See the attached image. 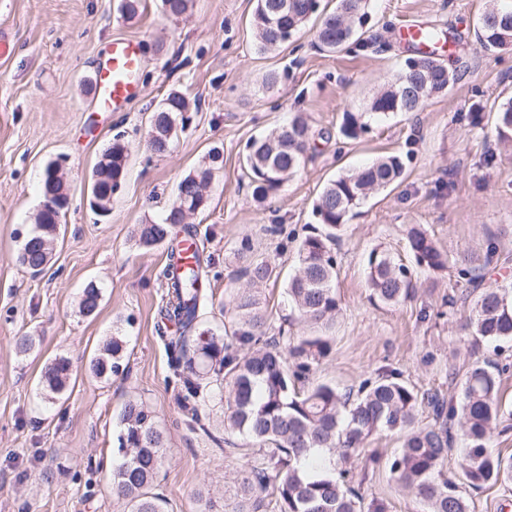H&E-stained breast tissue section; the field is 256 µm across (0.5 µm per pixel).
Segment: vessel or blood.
<instances>
[{"label": "vessel or blood", "mask_w": 512, "mask_h": 512, "mask_svg": "<svg viewBox=\"0 0 512 512\" xmlns=\"http://www.w3.org/2000/svg\"><path fill=\"white\" fill-rule=\"evenodd\" d=\"M142 49L138 40L116 38L110 42L104 64L96 68L94 106L117 112L139 99Z\"/></svg>", "instance_id": "obj_1"}]
</instances>
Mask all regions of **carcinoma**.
Returning <instances> with one entry per match:
<instances>
[{
	"label": "carcinoma",
	"mask_w": 512,
	"mask_h": 512,
	"mask_svg": "<svg viewBox=\"0 0 512 512\" xmlns=\"http://www.w3.org/2000/svg\"><path fill=\"white\" fill-rule=\"evenodd\" d=\"M318 0H257L254 34L263 51L280 47L318 15L315 38L319 46L335 53L367 33V0H336L330 12L317 13ZM512 30V0H493L480 17L476 37L490 52L506 48L498 35ZM456 73L425 54L406 60L397 74L363 112H345L338 128L343 140H358L370 121L399 113L422 111L436 96L448 92ZM189 100L171 91L151 115L150 147L166 152L176 135L178 116L189 110ZM499 141L512 143V95L500 93L489 109ZM311 139L310 127L300 115L288 125L253 140L245 156V168L256 202H264L305 162ZM221 154L214 149L208 161L187 174L177 186L175 200L159 223L141 224L138 242L151 248L171 239V230L196 237L188 216L204 209L213 170ZM127 147L116 140L102 153L95 168L93 192L103 207L125 175ZM404 172L400 156L387 155L372 165L348 172L329 182L314 206L321 228L299 242L298 268L286 285L289 304L309 332L283 347L285 328L268 335V317L261 308L258 285L269 280L274 267L269 259L252 256L249 240L241 242L239 257L247 262L248 285L233 292L225 303L232 318L224 336L202 328L201 310L206 297L199 253L193 262L169 275L165 316L179 330L165 336L170 366L182 383L179 402L191 420L198 421V406L214 394L224 403V431L242 436L257 449L248 462L246 476L236 489L227 512H263L264 500L274 494L279 512H385L382 501L364 505L360 489L351 484V458L359 456L368 440L381 431L400 435L402 445L389 462L391 477L423 505V512H471L468 497L455 481L445 477L448 451L461 442L464 485L476 491L512 478V458L494 453L488 446L493 429L505 412L500 398L501 373L495 362L470 364L464 371L458 400L448 402L436 394L419 393L396 372H383L365 380L357 393H342L329 384L307 387L313 366L332 352L333 335L341 314L336 296L337 262L334 246L339 231L371 193L384 190ZM68 199L66 184L49 163L42 176V195ZM63 211H39L35 227L23 240L19 262L37 273L47 264L58 237ZM407 246L417 267L428 273L448 270V254L441 251L419 224L406 230ZM498 235L489 233L482 254L464 257L458 277L475 285L462 328L474 340L490 343L512 341V290L485 282L484 271L499 261ZM366 284L370 296L395 306L413 290L411 270L382 248L372 249L366 260ZM100 289L88 284L80 306L93 314ZM124 341L119 336L107 343L105 353L91 363L102 378L119 374ZM50 392L59 395L69 385L70 361L54 360L45 371ZM432 409L434 423L420 426L416 414L421 405ZM118 437L121 463L112 472L115 494L125 500L127 512H166L165 502L150 492L164 462V440L153 412L138 401L127 402L120 414Z\"/></svg>",
	"instance_id": "cac0c4a2"
}]
</instances>
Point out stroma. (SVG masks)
Masks as SVG:
<instances>
[{
    "instance_id": "35a3bbf8",
    "label": "stroma",
    "mask_w": 512,
    "mask_h": 512,
    "mask_svg": "<svg viewBox=\"0 0 512 512\" xmlns=\"http://www.w3.org/2000/svg\"><path fill=\"white\" fill-rule=\"evenodd\" d=\"M121 0H0V32L11 51L0 56V512H125L112 494V467L120 461L119 414L127 400L147 405L165 437L166 461L151 487L167 512H224L235 472L247 459L214 444L224 434V408L212 400L199 423L180 408V383L156 333L165 288L166 246L146 248L138 225L160 221L178 182L219 148L223 163L204 210L190 216L212 292L203 327L224 333L222 306L245 287L238 249L250 240L279 276L262 288L272 327L288 314L286 283L297 270V245L316 219L324 186L342 173L395 154L405 173L371 195L340 233L335 249L336 295L343 316L331 356L309 375V385L358 389L386 370L401 372L419 391L457 397L450 371L489 358L503 367V399L512 403V342L501 349L473 344L459 329V314L444 311L450 293H465L454 271L416 269L405 229L423 225L449 258L482 253L488 232H500L512 255V150L498 151L470 115L488 111L500 92H512V47L489 52L474 30L488 0H370L368 39L341 51L318 49L305 29L275 51L259 49L252 29L255 0H192L175 18L160 0H141L126 17ZM409 24L447 33L439 57L458 74L453 88L424 111L373 122L359 140L337 136L342 114L363 111L404 64L413 48L399 37ZM116 37L140 40L141 96L98 124L93 77ZM275 84H268V77ZM177 90L196 105L166 153L148 146L149 119ZM303 113L311 128L308 157L297 176L264 204L252 199L244 170L246 146ZM128 149L125 176L108 213L91 209L94 168L113 139ZM494 164L484 162L488 152ZM60 162L70 204L50 261L40 274L17 259L42 202L47 162ZM283 225V236L270 234ZM388 249L414 269L415 290L388 306L369 300L365 259ZM96 283L102 298L83 314V288ZM32 346L19 351L17 337ZM123 337L122 370L95 377L90 362L106 339ZM67 357L72 377L64 395L48 397L43 375ZM398 434L372 436L351 460L365 499L380 498L388 512H421L418 501L391 479L387 460Z\"/></svg>"
}]
</instances>
